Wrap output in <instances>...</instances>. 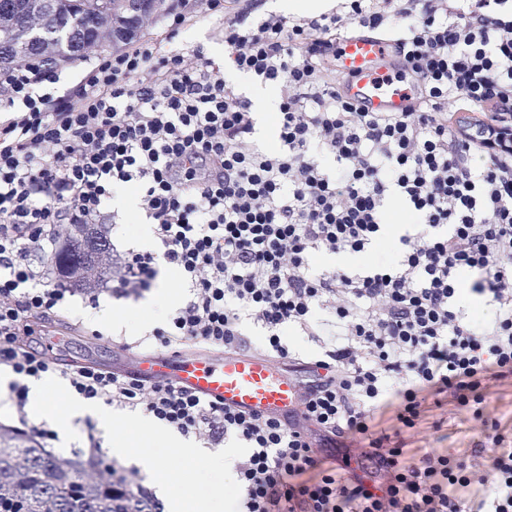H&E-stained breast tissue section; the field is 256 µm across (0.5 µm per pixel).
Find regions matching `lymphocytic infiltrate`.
I'll return each mask as SVG.
<instances>
[{"mask_svg": "<svg viewBox=\"0 0 512 512\" xmlns=\"http://www.w3.org/2000/svg\"><path fill=\"white\" fill-rule=\"evenodd\" d=\"M235 2L200 0L164 26L172 38L223 18L230 64L279 95L269 149L251 101L197 47L151 37L100 51L58 96L61 73L42 60L0 72V364L19 378L18 432L54 440L22 410L26 379L59 375L75 398L140 411L205 447L247 445L238 512H512V429L483 407L512 380V0H338L288 17ZM361 30L394 42V76L414 89L407 111L368 112L342 94L336 56ZM116 186L138 203L114 226L147 221L159 250L113 242V298L150 291L161 261L188 293L126 350L258 353L307 373L295 423L27 345L75 294L53 255L73 225L104 223ZM408 222L419 232L378 257L385 228ZM340 254L375 260L363 273L326 265ZM466 271L477 274L467 286ZM466 292L487 297L491 316L466 315ZM388 407L395 424L378 428ZM430 409L437 429L452 415L478 422L476 448L409 454ZM112 492L165 512L136 467L113 463Z\"/></svg>", "mask_w": 512, "mask_h": 512, "instance_id": "f902f5d3", "label": "lymphocytic infiltrate"}]
</instances>
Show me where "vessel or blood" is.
Here are the masks:
<instances>
[{"instance_id": "b4317fda", "label": "vessel or blood", "mask_w": 512, "mask_h": 512, "mask_svg": "<svg viewBox=\"0 0 512 512\" xmlns=\"http://www.w3.org/2000/svg\"><path fill=\"white\" fill-rule=\"evenodd\" d=\"M395 64L388 44L367 31L345 41L336 59L337 70L349 77L345 95L369 112H400L410 104L411 88L388 76ZM138 373L146 379L173 381L199 396L264 416L283 419L299 407L298 385L259 354L204 349L178 356L146 353L139 358Z\"/></svg>"}]
</instances>
